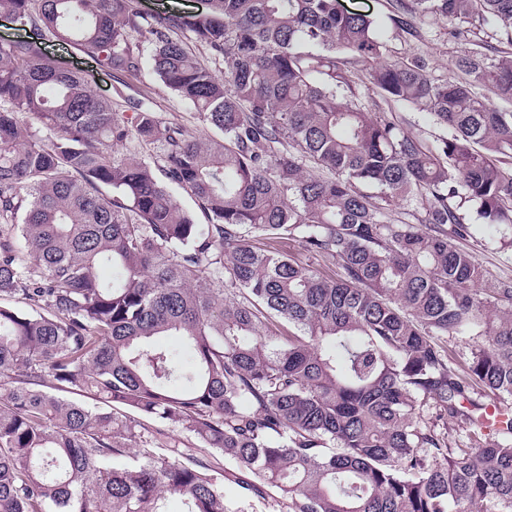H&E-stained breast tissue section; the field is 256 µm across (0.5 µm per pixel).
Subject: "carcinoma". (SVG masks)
<instances>
[{
	"instance_id": "carcinoma-1",
	"label": "carcinoma",
	"mask_w": 512,
	"mask_h": 512,
	"mask_svg": "<svg viewBox=\"0 0 512 512\" xmlns=\"http://www.w3.org/2000/svg\"><path fill=\"white\" fill-rule=\"evenodd\" d=\"M391 2L398 32L440 22L464 45L457 78L389 57L375 20L339 0L164 16L0 0L37 32L0 45V300L31 308L0 304V512H167L170 498L231 512L224 469L147 448L152 425L234 462L243 489H274L287 512H512V420L452 448L422 419L431 403L481 433L478 390L512 399V282L478 287L453 243L474 224L512 229V111L495 103L512 102V33L475 32L512 30V0ZM46 37L121 76L149 45L161 82L221 138L112 108L45 57ZM400 104L447 136L407 133L388 117ZM131 143L160 156L117 151ZM401 202L416 208L395 219ZM450 336L474 340L461 368ZM118 456L132 463L109 467Z\"/></svg>"
}]
</instances>
